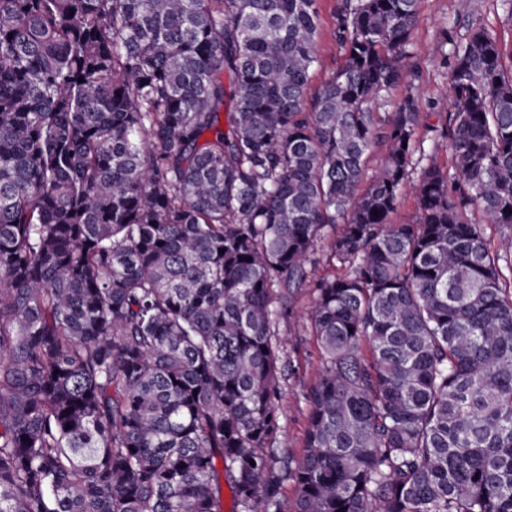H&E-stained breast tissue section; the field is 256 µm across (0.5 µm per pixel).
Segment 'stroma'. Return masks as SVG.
I'll list each match as a JSON object with an SVG mask.
<instances>
[{
  "instance_id": "obj_1",
  "label": "stroma",
  "mask_w": 512,
  "mask_h": 512,
  "mask_svg": "<svg viewBox=\"0 0 512 512\" xmlns=\"http://www.w3.org/2000/svg\"><path fill=\"white\" fill-rule=\"evenodd\" d=\"M337 0H317L320 26L317 39L318 65L311 76L312 86H319L342 63L343 55L336 43ZM481 25L504 47L512 46V0H419V22L407 48V63L415 76L420 96V111L428 123L420 127L419 137L426 156L449 165L448 146L440 136L446 124V109L441 101L448 98V77L454 47L469 38L472 25ZM307 264L309 284L303 288L296 305L294 320L281 323L279 339L283 353L279 361L281 396L277 402L280 429L272 441L278 457H299L308 424L305 394L321 369V350L312 333L307 311L315 296L314 283L324 277L341 274L333 259L329 229Z\"/></svg>"
}]
</instances>
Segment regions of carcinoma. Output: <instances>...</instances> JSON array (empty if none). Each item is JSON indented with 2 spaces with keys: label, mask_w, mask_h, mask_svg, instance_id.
I'll use <instances>...</instances> for the list:
<instances>
[{
  "label": "carcinoma",
  "mask_w": 512,
  "mask_h": 512,
  "mask_svg": "<svg viewBox=\"0 0 512 512\" xmlns=\"http://www.w3.org/2000/svg\"><path fill=\"white\" fill-rule=\"evenodd\" d=\"M417 24L340 0L313 92L316 0H0V512H512V250L472 220L512 226V50L454 48L412 183ZM336 224L290 462L276 336Z\"/></svg>",
  "instance_id": "carcinoma-1"
}]
</instances>
